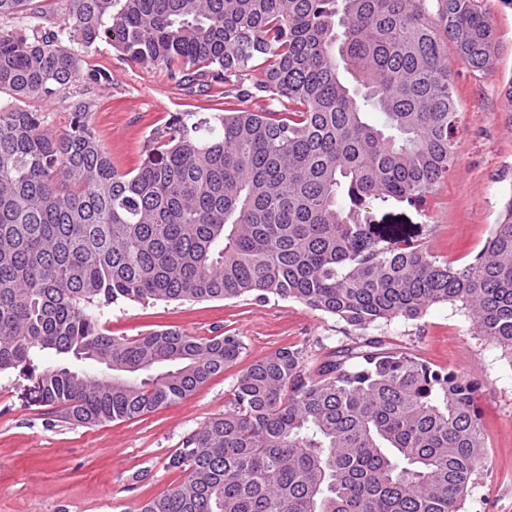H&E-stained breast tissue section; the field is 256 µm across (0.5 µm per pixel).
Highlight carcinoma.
<instances>
[{
    "label": "carcinoma",
    "instance_id": "carcinoma-1",
    "mask_svg": "<svg viewBox=\"0 0 512 512\" xmlns=\"http://www.w3.org/2000/svg\"><path fill=\"white\" fill-rule=\"evenodd\" d=\"M0 0V18L37 14ZM105 41L185 94L235 84L222 112L176 114L120 171L72 86L112 75ZM497 51L478 0H66L56 30L0 26V372L83 426L176 403L238 363L235 334L112 336L119 301L292 299L356 329L460 302L512 355V190L474 260L439 261L369 220L418 207L453 168L448 45ZM62 102L61 132L31 101ZM281 348L240 371L186 436L182 480L137 512H464L489 461L477 385L379 337L307 369Z\"/></svg>",
    "mask_w": 512,
    "mask_h": 512
}]
</instances>
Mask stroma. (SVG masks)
<instances>
[{"label": "stroma", "instance_id": "obj_1", "mask_svg": "<svg viewBox=\"0 0 512 512\" xmlns=\"http://www.w3.org/2000/svg\"><path fill=\"white\" fill-rule=\"evenodd\" d=\"M496 33L498 57L487 71L457 65L453 73L462 112L456 170L428 197L426 208L404 201L372 206L370 220L427 247L441 259H474L496 224L512 188V115L502 95L512 81V0H480ZM85 66L109 70L112 83L90 90L91 124L123 172L144 157L152 132L179 112L203 117L223 110L211 91L192 96L164 71L133 63L103 41L77 46ZM112 335L137 336L174 326L198 337L228 332L245 348L238 367L212 377L182 402L129 421L83 427L38 403L33 384L0 372V512H135L181 480L165 463L184 437L223 413L245 367L291 345L306 347L309 368L364 335L478 383L476 407L490 461L466 512H512V355L476 334L461 303L430 307L417 320L394 319L361 330L291 300L246 296L199 302H118L101 311Z\"/></svg>", "mask_w": 512, "mask_h": 512}]
</instances>
